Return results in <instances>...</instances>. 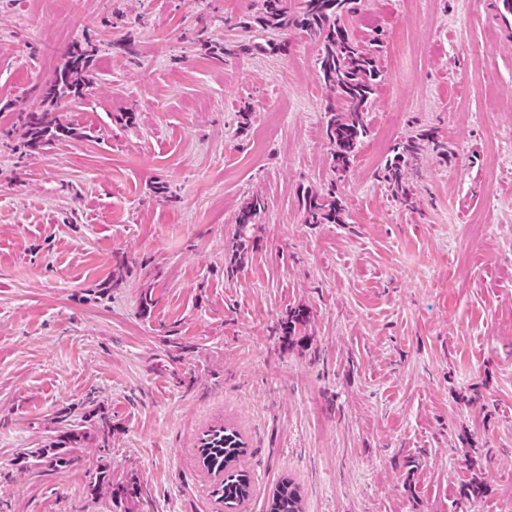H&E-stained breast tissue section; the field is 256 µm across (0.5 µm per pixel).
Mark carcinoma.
<instances>
[{"label":"carcinoma","mask_w":512,"mask_h":512,"mask_svg":"<svg viewBox=\"0 0 512 512\" xmlns=\"http://www.w3.org/2000/svg\"><path fill=\"white\" fill-rule=\"evenodd\" d=\"M360 0H302L296 12L288 10L285 0H261V8L250 21L241 25L250 29H274L288 34L299 30L320 47L316 64L318 73L329 88L332 98L325 107V135L332 146L330 164L333 173L343 177L351 168L359 147L370 133L368 115L372 96L382 81V69L376 51L377 40L362 41L345 24ZM89 55L75 49L50 89L57 100L78 97L86 87L83 73ZM27 145L40 148L46 140L66 137L69 130L56 123L52 112H28L22 116ZM421 144L415 139L401 141L392 148V156L384 165L385 178L395 197L404 204L410 200L408 166L420 154ZM302 209L309 224L343 223V205L336 191L326 193L309 189L303 194ZM265 209L264 201L254 197L246 202L236 217L239 236L246 235L250 224ZM247 454L245 443L234 429L212 428L199 452L200 465L218 478L213 494L224 512H240L252 492V477L242 465ZM34 456L58 467L71 463L68 451L61 448H39ZM111 494L123 512H139L140 485L130 480L113 488ZM268 512H303L298 487L284 479L268 501Z\"/></svg>","instance_id":"obj_1"}]
</instances>
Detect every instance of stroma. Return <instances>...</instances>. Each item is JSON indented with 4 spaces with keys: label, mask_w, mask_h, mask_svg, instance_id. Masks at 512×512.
I'll list each match as a JSON object with an SVG mask.
<instances>
[{
    "label": "stroma",
    "mask_w": 512,
    "mask_h": 512,
    "mask_svg": "<svg viewBox=\"0 0 512 512\" xmlns=\"http://www.w3.org/2000/svg\"><path fill=\"white\" fill-rule=\"evenodd\" d=\"M259 7L0 0V512H121L99 471L140 512H222L218 423L248 446L243 512L285 478L303 512H512V37L492 0H362L385 79L343 223L309 224L331 94L317 44L239 28ZM254 39L288 49L223 52ZM76 47L91 96L29 150L20 117ZM430 130L408 209L384 164ZM57 441L77 463H35ZM265 209L264 201L260 197H253L246 202L239 210L236 217L239 237H244L250 224H255L254 220L261 211ZM99 474V476H98ZM104 471L97 473L93 482L88 486L90 493H96L100 487L107 484L111 488V494L119 501L123 512H139V504L141 497L140 485L136 481L130 480L125 484L117 485L112 491V478L110 475L105 474Z\"/></svg>",
    "instance_id": "stroma-1"
}]
</instances>
